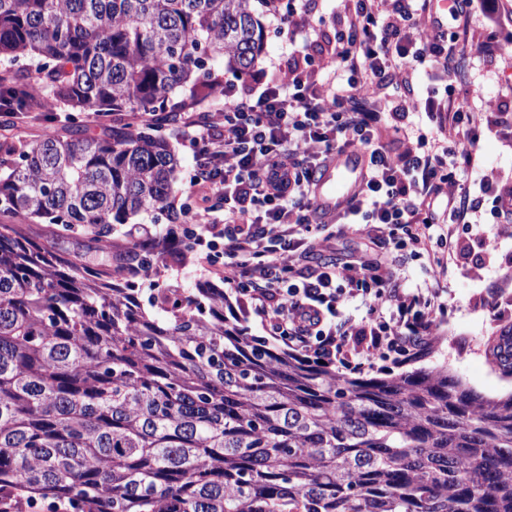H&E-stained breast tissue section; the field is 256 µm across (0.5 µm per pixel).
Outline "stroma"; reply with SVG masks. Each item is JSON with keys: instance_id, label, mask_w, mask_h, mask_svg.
Returning <instances> with one entry per match:
<instances>
[{"instance_id": "stroma-1", "label": "stroma", "mask_w": 512, "mask_h": 512, "mask_svg": "<svg viewBox=\"0 0 512 512\" xmlns=\"http://www.w3.org/2000/svg\"><path fill=\"white\" fill-rule=\"evenodd\" d=\"M507 16L497 29L498 50L492 56L465 54L455 75H433L431 69H419L414 79V92L407 100L410 122L435 129L436 122L425 114L423 102L427 95L445 101L448 85L460 82L480 84L505 108L512 110V89L505 80L512 78V0L506 2ZM13 135L20 139L41 136L46 130L64 134L76 125L86 132H96L92 120L82 119L61 105L47 106L33 118L14 116ZM477 165L485 172H494L500 192L512 194V126L494 128L479 143ZM491 202H483L470 233L462 235L457 246L437 250L444 274L434 280L424 271L425 259L401 251L397 260L404 276L420 288H440L448 304V314L440 323L437 341L420 358L404 363L376 361L372 374L384 372L398 375L434 366L447 367L449 372L476 392L500 396L512 392V378L505 379L489 365L484 342L501 326L512 324V238L499 237V227L490 214ZM219 282V275H207L195 262L168 264L151 284L145 285L143 298H150L155 289L170 285L191 289L204 280Z\"/></svg>"}]
</instances>
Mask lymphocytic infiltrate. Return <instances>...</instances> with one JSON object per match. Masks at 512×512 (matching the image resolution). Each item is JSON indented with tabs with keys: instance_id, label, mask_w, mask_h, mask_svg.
<instances>
[{
	"instance_id": "obj_1",
	"label": "lymphocytic infiltrate",
	"mask_w": 512,
	"mask_h": 512,
	"mask_svg": "<svg viewBox=\"0 0 512 512\" xmlns=\"http://www.w3.org/2000/svg\"><path fill=\"white\" fill-rule=\"evenodd\" d=\"M267 5L288 44L270 77L248 88L225 83L222 111L180 115V144L194 160L189 184L223 206L201 207L187 194L186 223L166 225L154 239H189L197 264L216 266L230 295L302 356L352 371L378 357H417L447 305L438 289L406 287L395 254L434 257L435 243L469 226L476 205L459 182L476 170L481 131L467 103L452 97L439 114L441 143L421 132L392 153L377 143L381 91L397 76L412 94L424 63L454 71L456 40L436 29L429 0H351L323 42L296 39L309 6ZM348 148L365 154L367 178L335 222L361 225L369 244L347 261L317 264L334 233L315 219L310 181ZM443 213L448 230L433 235ZM355 298L372 326L369 344L353 352L350 340L362 329L337 324L336 311Z\"/></svg>"
}]
</instances>
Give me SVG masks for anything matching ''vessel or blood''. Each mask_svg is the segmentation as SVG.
I'll list each match as a JSON object with an SVG mask.
<instances>
[{"mask_svg":"<svg viewBox=\"0 0 512 512\" xmlns=\"http://www.w3.org/2000/svg\"><path fill=\"white\" fill-rule=\"evenodd\" d=\"M366 178L364 158L353 152L336 155L315 174L312 186L315 206L323 219L340 212Z\"/></svg>","mask_w":512,"mask_h":512,"instance_id":"1","label":"vessel or blood"}]
</instances>
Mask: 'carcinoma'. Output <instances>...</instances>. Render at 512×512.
Returning <instances> with one entry per match:
<instances>
[{
	"mask_svg": "<svg viewBox=\"0 0 512 512\" xmlns=\"http://www.w3.org/2000/svg\"><path fill=\"white\" fill-rule=\"evenodd\" d=\"M263 40L251 0H0V112L29 92L101 129L0 138V510L512 512V393L339 373L230 323L211 282L147 307L121 272L155 253L115 251V226L179 223L163 128ZM79 228L92 258L54 244ZM485 356L512 377V325Z\"/></svg>",
	"mask_w": 512,
	"mask_h": 512,
	"instance_id": "1",
	"label": "carcinoma"
}]
</instances>
